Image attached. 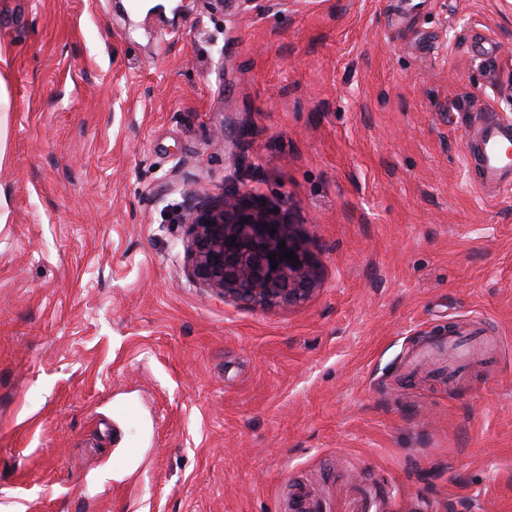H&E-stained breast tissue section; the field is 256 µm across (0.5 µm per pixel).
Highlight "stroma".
I'll return each instance as SVG.
<instances>
[{
    "label": "stroma",
    "instance_id": "obj_1",
    "mask_svg": "<svg viewBox=\"0 0 512 512\" xmlns=\"http://www.w3.org/2000/svg\"><path fill=\"white\" fill-rule=\"evenodd\" d=\"M403 2L0 0V512H512V186L464 156L512 0ZM232 181L304 302L196 276ZM477 319L491 358L407 369Z\"/></svg>",
    "mask_w": 512,
    "mask_h": 512
}]
</instances>
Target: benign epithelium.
Here are the masks:
<instances>
[{
    "mask_svg": "<svg viewBox=\"0 0 512 512\" xmlns=\"http://www.w3.org/2000/svg\"><path fill=\"white\" fill-rule=\"evenodd\" d=\"M186 224L192 235V253L199 278L245 304L299 303L316 285V272L308 253L266 205L233 188L211 209H189ZM276 229L270 233V229ZM236 244H230V238ZM286 243L279 248L280 243ZM292 251L298 265L284 258ZM276 258H269V254ZM278 262L271 268V261Z\"/></svg>",
    "mask_w": 512,
    "mask_h": 512,
    "instance_id": "obj_1",
    "label": "benign epithelium"
}]
</instances>
